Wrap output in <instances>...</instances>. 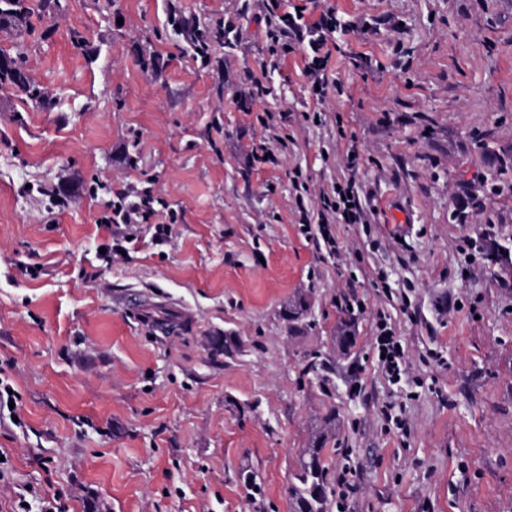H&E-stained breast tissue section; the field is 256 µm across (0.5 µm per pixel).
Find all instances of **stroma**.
Masks as SVG:
<instances>
[{
	"label": "stroma",
	"mask_w": 512,
	"mask_h": 512,
	"mask_svg": "<svg viewBox=\"0 0 512 512\" xmlns=\"http://www.w3.org/2000/svg\"><path fill=\"white\" fill-rule=\"evenodd\" d=\"M299 6L340 22L321 102L299 36L270 51ZM180 17L223 30L208 59ZM19 44L56 104L0 90V512H293L323 432L328 512H512V190L450 216L491 194L480 142L512 151V0H65ZM349 181L367 223L303 233ZM144 187L170 238L103 263L100 216ZM379 325L381 331L377 337L379 367L391 380L399 379L405 370L404 350L387 323L382 321ZM381 354H385L384 359H381Z\"/></svg>",
	"instance_id": "stroma-1"
}]
</instances>
